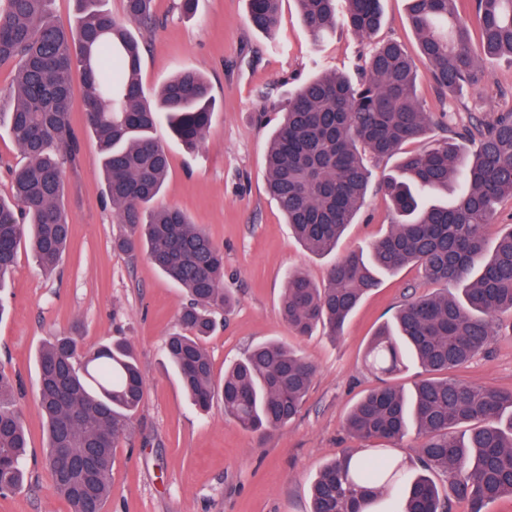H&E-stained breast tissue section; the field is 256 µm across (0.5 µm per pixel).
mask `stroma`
<instances>
[{"instance_id": "35a3bbf8", "label": "stroma", "mask_w": 512, "mask_h": 512, "mask_svg": "<svg viewBox=\"0 0 512 512\" xmlns=\"http://www.w3.org/2000/svg\"><path fill=\"white\" fill-rule=\"evenodd\" d=\"M179 0H155L156 25L147 35L141 78L154 93L172 74L193 68L209 81L218 110L202 145L189 151L166 124L153 130L169 159L159 204L186 212L224 251V285L237 296L233 312L204 341L215 378L255 344L279 341L297 349L316 372L298 416L266 433L241 430L224 415L222 401L203 412L192 404L167 368L164 344L177 331L183 289L163 276L145 254L113 248L120 232L98 172L96 141L86 133L81 78L72 81L70 122L80 136L77 159L62 167L70 244L55 271L43 272L29 250H20L0 318V369L20 387L17 406L29 438L28 481L0 494V512H70L44 464L46 425L38 408L36 356L57 336H74L86 353L125 338L144 376L143 401L132 419L133 437L115 450L112 495L104 512H311L310 486L324 465L358 451L362 441L346 430L355 403L380 385L365 364L372 334L408 296L439 292L418 267L384 276L365 297L336 340L314 332L296 335L279 314L284 278L304 272L323 282L338 257L367 247L386 233L391 213L385 197L371 192L335 254L307 252L267 190L266 151L288 98L312 76L349 72L356 37L337 28L321 45L300 21L294 0H282L273 36L254 31L246 0H199L194 16ZM386 18L378 39H395L417 53L406 0H381ZM271 98L260 97V90ZM418 93L433 114L426 136L409 143L419 151L445 129L466 125L474 112L494 116L512 108V63L486 64L477 92L448 101L440 112L434 89L421 79ZM457 375L469 382L512 391V316L498 319L489 344Z\"/></svg>"}]
</instances>
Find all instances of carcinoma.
<instances>
[{
	"label": "carcinoma",
	"instance_id": "1",
	"mask_svg": "<svg viewBox=\"0 0 512 512\" xmlns=\"http://www.w3.org/2000/svg\"><path fill=\"white\" fill-rule=\"evenodd\" d=\"M51 0H0V67L14 65L13 101L0 125L27 163L13 176L12 196L0 197V289L21 246L46 271L68 243L62 208L61 165L75 158L79 141L69 121L71 81L79 71L86 88L90 135L102 152L101 176L122 232L114 247L145 252L153 265L187 293L181 331L168 336L166 356L184 390L202 411L215 400L224 416L247 431L283 428L297 415L315 368L276 341L254 346L217 382L202 339L229 311L224 252L179 209L159 206L169 169L165 149L151 136L161 121L188 148L198 147L217 103L205 79L183 69L160 90L158 105L141 81L145 34L155 26L153 0H125V20L102 0H77L73 29L49 16ZM314 41L341 25L366 51L356 77L324 72L288 99L267 153V187L293 232L313 255L336 251L366 203L371 167L398 158L377 189L390 200V229L368 248L336 261L326 281L288 273L280 301L282 320L300 336L318 328L339 336L380 276L413 263L424 277L460 287L405 301L393 320L372 336L365 363L391 375L411 354L428 374L407 396L386 384L365 394L347 426L360 440H397L414 424L422 473L373 449L326 464L312 484V512H366L387 490L401 487L399 512H450L431 475L450 495L483 512L512 496V391L440 376L483 350L495 320L512 314V228L488 250L484 230L495 205L512 199V110L492 118L473 113L454 136L476 146L469 155L446 137L422 151L405 146L432 124L417 95L418 74L397 41H373L384 23L380 0H296ZM469 4L479 22V48L471 44ZM280 0H247L250 26L276 31ZM407 19L439 103L483 81L484 64L512 60V0H407ZM458 180L452 202L431 199ZM75 336H57L38 352V406L47 424L46 467L71 512H104L112 496L114 450L131 436V419L144 396V377L130 344L103 345L77 362ZM14 380L0 370V491L24 485L28 448Z\"/></svg>",
	"mask_w": 512,
	"mask_h": 512
}]
</instances>
